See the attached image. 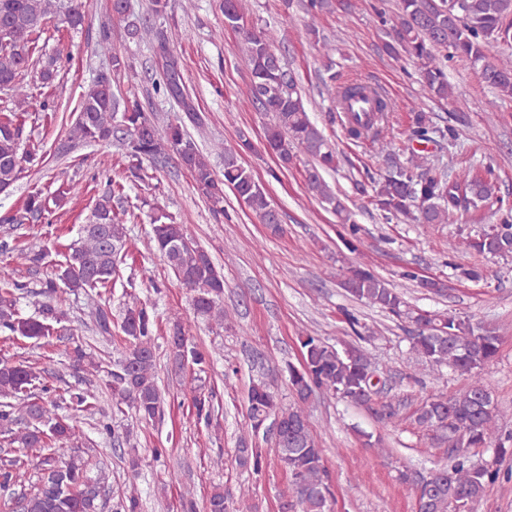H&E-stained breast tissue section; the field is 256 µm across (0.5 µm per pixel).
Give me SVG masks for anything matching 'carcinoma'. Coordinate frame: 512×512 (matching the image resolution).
<instances>
[{"label": "carcinoma", "mask_w": 512, "mask_h": 512, "mask_svg": "<svg viewBox=\"0 0 512 512\" xmlns=\"http://www.w3.org/2000/svg\"><path fill=\"white\" fill-rule=\"evenodd\" d=\"M398 10L399 24L384 49L393 57L404 55L418 65L420 80L431 97H452L445 71L435 55L444 50L447 59L468 62L500 97L512 100V59L497 64L489 61L493 48L512 43V0H399ZM57 16L73 31L82 29L85 23L81 7L68 9L59 0H0V34H6L0 37V89L10 92L15 105L14 112L0 118V192L13 185L23 163L35 156L22 149L28 139L23 119L31 98L28 75L40 63L34 58L40 36ZM112 19L122 27L126 38H146L155 51L169 50L164 32L149 19L134 15L124 0H112ZM224 28L238 33V52L251 74V95L263 112L272 114V123L265 127V146L274 155L278 169L292 167L298 149L309 158L304 169L308 189L348 225L346 244L351 250L357 249L360 227L323 177V173L338 169L336 147L311 120L298 83L278 53L277 32L249 23L246 0H224ZM97 46L96 53L110 58L112 78L95 77L81 95L80 110L66 134L69 146L115 141L136 178L141 177L144 163H156L173 154L215 212L224 211V191L228 189L262 223L280 230L281 215L275 212L266 189L241 162L242 155L252 150L250 139L241 133L230 146L220 141L210 143V152L224 158V172L217 175L209 156L198 149L182 123L170 122L162 128L144 112L134 92L122 93L120 79L128 76L130 65L112 48L111 35L103 34ZM177 66L179 61L174 56L160 72L156 91L175 100L188 120L201 128L203 116L196 111L185 84L173 81L169 75ZM323 86L334 104L327 115L331 125L336 122V112L350 99L368 97L367 85L340 83L334 73L323 80ZM388 112V103L376 99L374 111L350 113L349 136L368 139L380 152L389 153V143L383 136ZM430 133L427 113L416 112L409 138L429 141ZM355 187L363 195L371 194V201L385 218H404L418 224H446L458 215L484 208L491 211L501 203L492 167L450 178L415 154L382 181L364 172L355 180ZM45 211L46 201L40 193L26 199V214L38 218ZM150 241L180 284L192 292L194 316L224 327L231 318L223 305L224 273L209 253L195 244L184 225L165 213L151 224ZM461 244L482 254L512 255V209L503 210L498 223L488 225L474 239H462ZM125 245L126 227L112 211V195L105 194L95 205L92 222L82 225L80 237L66 248L65 261L46 280L49 301L35 315L25 318L18 312L17 303L26 284L8 281L0 288V331L34 340L52 336L64 317L63 295L105 287L117 273ZM49 252L47 245L21 250L31 268L42 266ZM343 287L356 299L413 322L417 333L412 337L411 353L415 357L434 370L447 365L468 377L464 389L450 396H431L410 416L412 425L424 436L448 444L451 451L446 462L424 484L416 472H406L402 478L415 485L421 512H451L455 502L478 501L494 482L496 472L474 460L470 449L493 447L505 454L506 443L512 442V436L500 434L497 403L480 378L484 366L497 356L501 336L496 329L474 323L469 317L410 307L388 281L366 268L350 270ZM95 321L98 335L112 336L110 309L97 307ZM156 326L149 303L132 297L120 316L125 350L112 371V406L120 411L125 405L144 422H154L163 414L164 399L156 382ZM68 339L73 344V367L90 374L97 371L98 364L86 352L80 337L71 334ZM167 344L170 359L181 368L206 363L204 353L189 336L185 319L176 313ZM300 346V366L290 362L285 366L292 403L282 405L278 394L263 380L250 383L247 435L239 438L235 460L242 467L252 466L257 474L272 458L288 471L292 494L281 498L279 512H331L332 480L309 423L311 399L317 393L336 395L373 411L378 420L391 427L404 419V402L376 388L373 363L364 350L347 348L340 352L311 334L300 337ZM36 379L37 374L30 369L0 362V425L11 434L13 442L35 452L33 465L41 471L37 486L27 492L24 465L11 460L0 466V490L17 493L19 512H97L98 483L87 476L82 465L58 460L49 448L51 442H78V426L73 420L50 416L49 406L55 402L47 404L27 393ZM192 408L196 420L210 426L219 405L215 404L214 393H200L193 396ZM267 418L280 420L278 437L257 431L258 421ZM262 441L271 442V447H262ZM252 495L250 486L239 487L236 495L216 487L208 498V512H249ZM121 507L124 512H140L136 485L122 492Z\"/></svg>", "instance_id": "cac0c4a2"}]
</instances>
